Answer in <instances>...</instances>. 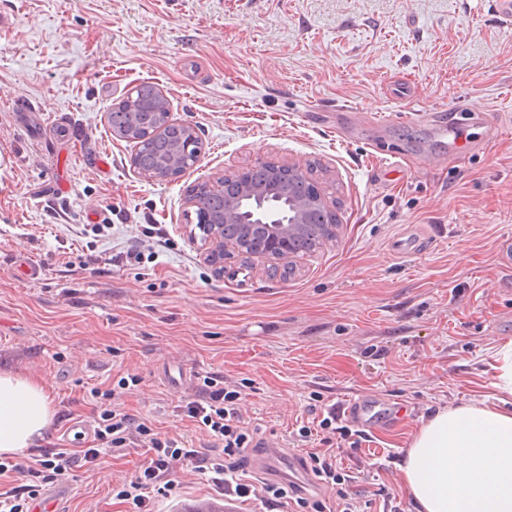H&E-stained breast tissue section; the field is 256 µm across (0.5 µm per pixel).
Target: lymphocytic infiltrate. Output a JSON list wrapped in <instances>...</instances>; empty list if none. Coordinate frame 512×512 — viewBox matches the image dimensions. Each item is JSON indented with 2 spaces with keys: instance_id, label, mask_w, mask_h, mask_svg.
Returning <instances> with one entry per match:
<instances>
[{
  "instance_id": "lymphocytic-infiltrate-1",
  "label": "lymphocytic infiltrate",
  "mask_w": 512,
  "mask_h": 512,
  "mask_svg": "<svg viewBox=\"0 0 512 512\" xmlns=\"http://www.w3.org/2000/svg\"><path fill=\"white\" fill-rule=\"evenodd\" d=\"M140 379L121 378L116 388L92 389V397L104 400L94 419L96 443L89 448L59 446L40 448L28 459L0 455V477L11 480L0 490V512H30V504L49 483L72 474L75 469L95 468L107 459L126 455L131 445L144 443L145 456L128 481L116 485L112 496L125 504L127 512H153L155 497L171 494L176 483V465L192 467L207 482L225 494L265 508L266 512H364L361 500L351 489L353 478L340 467L332 447L334 439L347 441L351 450L361 443L351 430L337 426L335 411H328L319 422L322 447L309 451L308 469L335 495L334 502L306 494L288 479L254 483L246 477V454L259 447L254 430L245 427L239 408L241 393L223 375L209 373L200 377L194 397L184 401L182 413L214 440L210 448H190L178 439L154 432L146 422L122 411L116 405L122 392L138 386Z\"/></svg>"
}]
</instances>
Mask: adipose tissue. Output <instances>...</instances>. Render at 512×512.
I'll use <instances>...</instances> for the list:
<instances>
[{
	"instance_id": "adipose-tissue-1",
	"label": "adipose tissue",
	"mask_w": 512,
	"mask_h": 512,
	"mask_svg": "<svg viewBox=\"0 0 512 512\" xmlns=\"http://www.w3.org/2000/svg\"><path fill=\"white\" fill-rule=\"evenodd\" d=\"M495 405L438 410L413 434L398 465L417 512H512V342L496 353ZM55 419L50 389L0 371V454L42 445Z\"/></svg>"
}]
</instances>
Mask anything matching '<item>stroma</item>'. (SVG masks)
<instances>
[{
    "mask_svg": "<svg viewBox=\"0 0 512 512\" xmlns=\"http://www.w3.org/2000/svg\"><path fill=\"white\" fill-rule=\"evenodd\" d=\"M0 16V370L52 388L50 442L129 374L121 409L196 448L212 440L177 407L208 372L243 384L244 422L283 448L314 406L360 396L379 420L338 460L365 512L386 491L415 512L405 448L438 409L491 396L512 341V26L493 0H0ZM145 82L202 140L180 177L139 178L108 126ZM454 109L472 116L455 150L429 126ZM258 161L311 170L337 239L285 280L217 276L189 190ZM133 245L145 260L115 262ZM139 460L76 470L63 512H125L111 487ZM174 478L155 512L214 494Z\"/></svg>",
    "mask_w": 512,
    "mask_h": 512,
    "instance_id": "obj_1",
    "label": "stroma"
}]
</instances>
